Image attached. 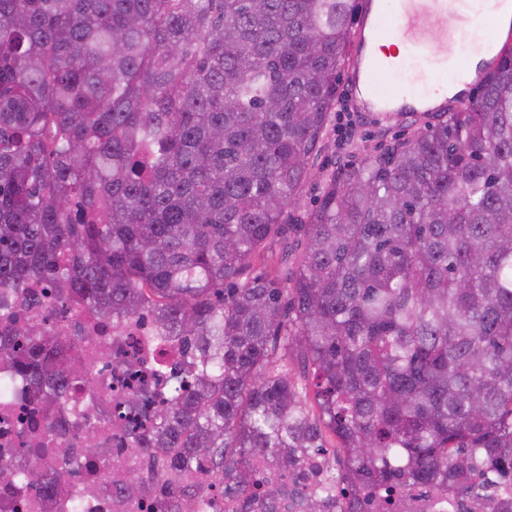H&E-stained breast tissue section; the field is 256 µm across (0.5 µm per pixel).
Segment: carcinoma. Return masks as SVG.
Here are the masks:
<instances>
[{
    "mask_svg": "<svg viewBox=\"0 0 512 512\" xmlns=\"http://www.w3.org/2000/svg\"><path fill=\"white\" fill-rule=\"evenodd\" d=\"M358 8L0 0V294L46 279L186 343L196 386L154 419L178 466L288 469L328 431L353 485L451 489L477 460L512 479V49L291 217ZM292 239L294 268L243 278ZM15 335L0 355L45 398L85 381L76 338Z\"/></svg>",
    "mask_w": 512,
    "mask_h": 512,
    "instance_id": "carcinoma-1",
    "label": "carcinoma"
}]
</instances>
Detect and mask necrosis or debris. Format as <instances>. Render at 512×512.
Segmentation results:
<instances>
[{
    "label": "necrosis or debris",
    "instance_id": "necrosis-or-debris-1",
    "mask_svg": "<svg viewBox=\"0 0 512 512\" xmlns=\"http://www.w3.org/2000/svg\"><path fill=\"white\" fill-rule=\"evenodd\" d=\"M19 322L86 337L76 354L87 362L91 381L58 402L21 399L22 379L0 359V460L25 468L27 442L36 437L46 448L39 460L46 475L72 474L62 492L50 481L37 494L19 483L0 485V512H376L381 497L387 512H512V481L484 468L452 490L418 482L383 492L362 486L338 496L322 489L333 472L325 454L290 472L269 458L247 460V485L207 466L171 468V449L145 439L168 395L169 375L185 374L191 364L154 342L151 315L102 320L80 299L38 284L0 299V334L11 335ZM91 439L102 450L96 461L85 453Z\"/></svg>",
    "mask_w": 512,
    "mask_h": 512
}]
</instances>
